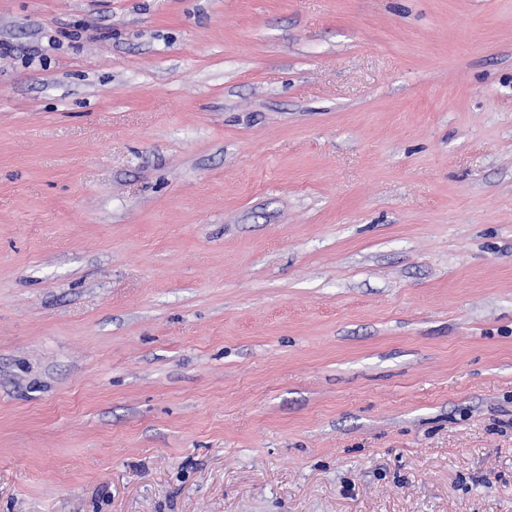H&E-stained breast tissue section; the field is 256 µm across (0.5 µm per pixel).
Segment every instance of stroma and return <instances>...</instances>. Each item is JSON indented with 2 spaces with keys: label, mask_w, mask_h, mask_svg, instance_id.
I'll return each instance as SVG.
<instances>
[{
  "label": "stroma",
  "mask_w": 512,
  "mask_h": 512,
  "mask_svg": "<svg viewBox=\"0 0 512 512\" xmlns=\"http://www.w3.org/2000/svg\"><path fill=\"white\" fill-rule=\"evenodd\" d=\"M0 42V512H512V0Z\"/></svg>",
  "instance_id": "obj_1"
}]
</instances>
